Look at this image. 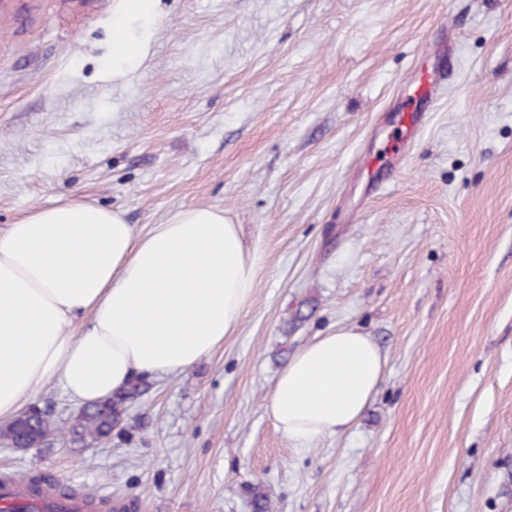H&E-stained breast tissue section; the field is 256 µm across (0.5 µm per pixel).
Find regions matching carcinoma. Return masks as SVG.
Instances as JSON below:
<instances>
[{
    "label": "carcinoma",
    "instance_id": "carcinoma-1",
    "mask_svg": "<svg viewBox=\"0 0 512 512\" xmlns=\"http://www.w3.org/2000/svg\"><path fill=\"white\" fill-rule=\"evenodd\" d=\"M147 388V379L135 378L121 392L82 407L71 421L63 425L49 411L35 406L14 423L0 427V440L12 448H28L35 444L42 446L59 435H67L73 442L91 448L114 433L119 436L130 433L128 411ZM246 494L251 512H271V501L263 483L250 484Z\"/></svg>",
    "mask_w": 512,
    "mask_h": 512
}]
</instances>
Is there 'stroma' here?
<instances>
[{"label": "stroma", "instance_id": "stroma-1", "mask_svg": "<svg viewBox=\"0 0 512 512\" xmlns=\"http://www.w3.org/2000/svg\"><path fill=\"white\" fill-rule=\"evenodd\" d=\"M112 76L116 0L0 10V227L81 201L148 231L219 206L263 261L237 331L150 378L131 435L0 443L35 476L136 512H512V0H156ZM451 26L448 86L390 185L354 167ZM360 326L387 358L347 433L300 450L265 403L299 348Z\"/></svg>", "mask_w": 512, "mask_h": 512}]
</instances>
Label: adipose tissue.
<instances>
[{"instance_id":"1","label":"adipose tissue","mask_w":512,"mask_h":512,"mask_svg":"<svg viewBox=\"0 0 512 512\" xmlns=\"http://www.w3.org/2000/svg\"><path fill=\"white\" fill-rule=\"evenodd\" d=\"M112 73L150 46L154 0H117ZM261 256L223 208L179 209L147 233L83 202L38 207L0 229V424L57 382L92 403L137 375L174 376L222 347L255 297ZM386 358L358 328L300 348L265 405L295 447L362 417Z\"/></svg>"}]
</instances>
